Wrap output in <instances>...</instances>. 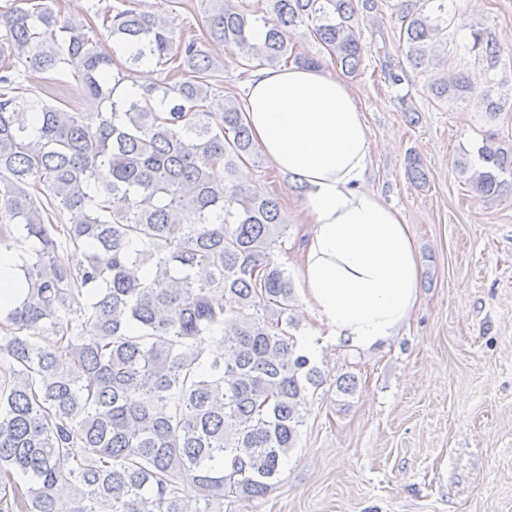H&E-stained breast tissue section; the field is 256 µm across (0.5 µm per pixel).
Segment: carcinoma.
<instances>
[{"mask_svg": "<svg viewBox=\"0 0 512 512\" xmlns=\"http://www.w3.org/2000/svg\"><path fill=\"white\" fill-rule=\"evenodd\" d=\"M208 2L204 37L234 47L238 67L320 64L294 51L304 26L350 76L365 52L358 10L375 9L267 0L253 18ZM398 21L409 60L433 66L448 0ZM99 35L139 49L114 74ZM472 38L496 63L498 45ZM144 58L163 80L122 93ZM69 69L96 111L22 82ZM215 72L197 39L126 0L87 19L53 0L0 5V249L32 243L25 291L0 315V512H216L267 493L296 447L322 375L298 347L292 282L273 258L281 204L241 180L255 144L244 105L211 94ZM429 88L468 91L446 76ZM476 154L462 172L478 197L500 195L512 147L489 137ZM407 175L427 182L414 156Z\"/></svg>", "mask_w": 512, "mask_h": 512, "instance_id": "carcinoma-1", "label": "carcinoma"}]
</instances>
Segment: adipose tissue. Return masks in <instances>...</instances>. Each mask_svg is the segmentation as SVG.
<instances>
[{
  "instance_id": "1",
  "label": "adipose tissue",
  "mask_w": 512,
  "mask_h": 512,
  "mask_svg": "<svg viewBox=\"0 0 512 512\" xmlns=\"http://www.w3.org/2000/svg\"><path fill=\"white\" fill-rule=\"evenodd\" d=\"M245 109L271 164L307 187L302 293L317 336L353 351L389 341L418 303L421 265L400 211L363 186L373 147L349 84L320 65L260 67Z\"/></svg>"
}]
</instances>
